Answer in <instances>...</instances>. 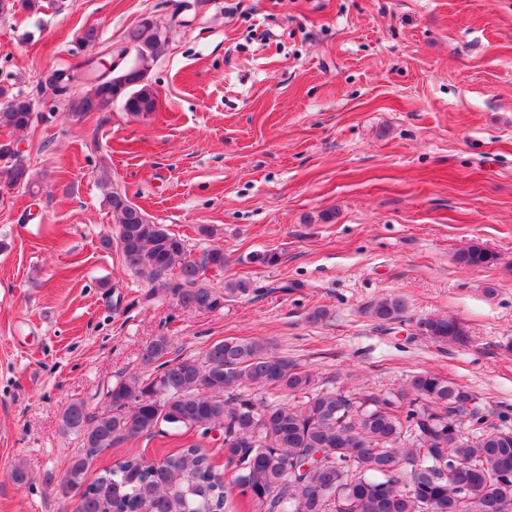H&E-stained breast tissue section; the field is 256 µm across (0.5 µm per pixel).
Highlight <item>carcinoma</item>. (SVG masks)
Returning <instances> with one entry per match:
<instances>
[{"label": "carcinoma", "mask_w": 512, "mask_h": 512, "mask_svg": "<svg viewBox=\"0 0 512 512\" xmlns=\"http://www.w3.org/2000/svg\"><path fill=\"white\" fill-rule=\"evenodd\" d=\"M64 0H0V16L20 8L40 13ZM166 27L151 19L129 30L115 48L123 58L101 74L90 58L56 69L40 82V94L55 98L68 114L82 117L118 99L129 112L155 109L147 80L166 50ZM0 127L23 132L33 122L32 103L7 96ZM34 193L37 181L21 159L0 167V190ZM116 224V247L124 267L151 284L144 300L170 296L184 308L216 311L224 298L249 291L245 280H229L224 291L206 273L224 270V248L191 257L186 241L118 191L108 192ZM495 260L473 244L457 255L466 267ZM400 296L369 303L364 314L391 322L405 313ZM434 342H467L456 319L443 314L419 322ZM165 336L144 353L151 374L132 373L106 390V405L88 410L82 401L63 415L80 439V451L65 467L63 481L77 496L75 512H228L227 487L213 460L191 442L158 461L129 451L86 483L93 459L114 444L185 428L203 438H222L224 469L252 512H512V428L506 417L474 405L463 386L430 371L411 376L391 391L328 389L316 374L271 352L259 338H226L202 356L174 357Z\"/></svg>", "instance_id": "obj_1"}]
</instances>
